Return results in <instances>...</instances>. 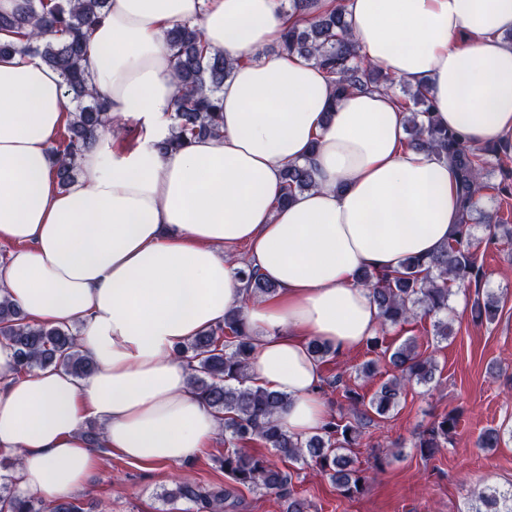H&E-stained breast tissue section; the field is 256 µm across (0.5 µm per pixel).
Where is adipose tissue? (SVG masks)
Returning <instances> with one entry per match:
<instances>
[{
	"label": "adipose tissue",
	"instance_id": "adipose-tissue-1",
	"mask_svg": "<svg viewBox=\"0 0 512 512\" xmlns=\"http://www.w3.org/2000/svg\"><path fill=\"white\" fill-rule=\"evenodd\" d=\"M336 0H110L82 66L113 115L143 131L130 150L103 134L81 159L85 176L57 186L48 148L71 108L61 76L35 55L0 57V292L28 321H82L95 373L51 368L14 377L0 344V447L22 454L25 495L63 496L96 470L84 425L136 462L181 464L222 428L192 393L176 347L241 308L253 335L254 384L284 393L278 419L300 438L329 412L309 350L344 353L374 336L380 312L365 269L399 270L447 242L460 219L456 177L409 147L394 92L333 100L322 69L271 52L298 14ZM362 54L395 79L429 88L434 116L471 143L512 139V0H347ZM197 25L236 64L225 79L224 134L159 153L175 83L164 34ZM307 165L315 189L279 204L281 170ZM276 292L247 298L231 261Z\"/></svg>",
	"mask_w": 512,
	"mask_h": 512
}]
</instances>
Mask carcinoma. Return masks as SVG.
Segmentation results:
<instances>
[{
	"label": "carcinoma",
	"mask_w": 512,
	"mask_h": 512,
	"mask_svg": "<svg viewBox=\"0 0 512 512\" xmlns=\"http://www.w3.org/2000/svg\"><path fill=\"white\" fill-rule=\"evenodd\" d=\"M108 6L109 0H17L11 11H0V32L18 36L15 41L0 42V56H39L60 74L73 104L66 137L50 150L56 182L61 188L76 178L83 152L103 133L112 131L117 122L112 117L111 105L94 95L81 68L88 32ZM166 42L173 60L176 93L171 134L158 144L164 153L184 148L198 138L223 135L219 93L235 64L223 53L209 51L200 29L189 23L170 28ZM277 48L319 66L333 84L337 98L354 90H391L396 84L382 69L364 61L342 4L324 14L293 22L282 34ZM404 94L398 102L406 111L408 145L429 150L453 165L463 213L448 243L432 256L409 257L402 269L392 273L366 269L358 274V281L370 289L382 321L377 335L367 340L368 350L376 358L365 362L357 374L368 379L376 376L378 358L386 357L394 370L393 376L382 382L368 400L348 383L343 373L326 381L319 392L340 394L348 412H330L319 434L302 439L288 433L277 421L288 397L247 384L253 342L241 310L229 311L223 322L177 350L189 369V384L194 393L224 417V435L233 445L221 460L224 472L238 485L276 496L285 503L286 512H309L308 501L291 489L293 475L237 444L258 439L281 458L314 462L330 475L342 496L362 494L370 475L368 470L355 466L352 449L362 444L366 429L375 420L386 418L398 407L407 385L427 386L435 377L433 359L422 356L414 341L407 340L392 349L384 345L383 334L387 328L405 324L419 315H434L435 335L448 339L452 332L448 322V283L477 286L483 277L473 252L471 225L499 226L494 214L477 207L475 196L487 188L483 175L489 157L512 146L475 147L462 135L437 124L426 88L411 85ZM281 178L283 203L314 187L310 171L298 163L285 166ZM238 274L245 281L248 296L276 292L275 284L252 269H240ZM498 310V298L475 291V319L493 321ZM0 343L13 349L16 375L53 368L85 378L95 369L69 326L28 322L4 295L0 296ZM458 423V412L449 411L419 433L415 447L424 456L434 455L449 442ZM503 435L497 428H488L479 437V447L496 448ZM235 492L236 488L230 485L210 488L180 476L161 498L165 503L184 500L192 505L193 512H230L229 500ZM477 499L482 507L471 512H512L511 492L483 490L477 493ZM0 508L5 512H83L71 497L46 503L36 496L22 495L6 475L0 477Z\"/></svg>",
	"instance_id": "obj_1"
}]
</instances>
